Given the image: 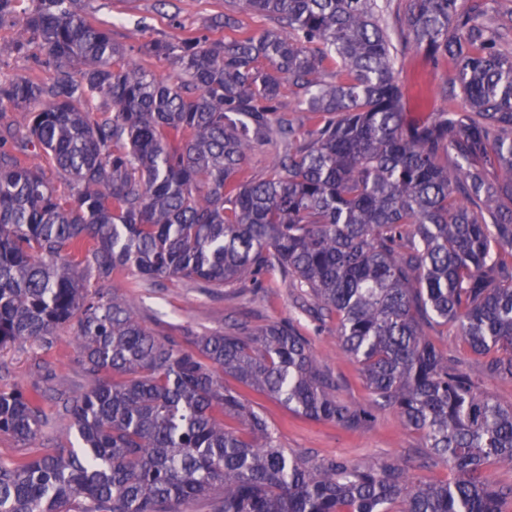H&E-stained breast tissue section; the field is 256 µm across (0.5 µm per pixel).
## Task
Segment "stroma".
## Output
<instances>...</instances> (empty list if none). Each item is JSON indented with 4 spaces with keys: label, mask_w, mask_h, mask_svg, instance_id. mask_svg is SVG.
<instances>
[{
    "label": "stroma",
    "mask_w": 512,
    "mask_h": 512,
    "mask_svg": "<svg viewBox=\"0 0 512 512\" xmlns=\"http://www.w3.org/2000/svg\"><path fill=\"white\" fill-rule=\"evenodd\" d=\"M82 4L88 19L110 30L133 61L162 76L175 75L178 66L173 59L148 54L145 46L151 40L185 34L214 39L224 34L214 25L215 18L224 12V0H82ZM30 7V0H14L11 14L0 19V73L48 82L53 71L41 63L38 39L23 28V17ZM20 40L26 41L27 49L19 54L12 46ZM396 67L401 80L418 83L429 91L435 108L445 107L442 90L453 74L454 62L434 65L422 55L411 53L398 60ZM135 305L149 329L174 336L187 330L197 334L218 332L234 317L247 319L256 327L289 318L300 321L322 365L339 376L342 398L370 410L372 418L362 431L349 433L331 423L295 416L278 402L258 397L260 410L288 450L327 459L377 462L415 457L423 446L422 436L405 428L393 410L374 408L360 367L341 352L335 329L318 327L306 317L296 290L290 286L276 283L257 295L226 287L210 296L200 293L189 281L163 279L156 286L141 289ZM78 358L74 332L67 327L58 329L47 348L15 344L0 355V389H25L42 383L36 365L45 362L64 387L80 394L89 382Z\"/></svg>",
    "instance_id": "1"
}]
</instances>
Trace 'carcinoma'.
Segmentation results:
<instances>
[{
  "mask_svg": "<svg viewBox=\"0 0 512 512\" xmlns=\"http://www.w3.org/2000/svg\"><path fill=\"white\" fill-rule=\"evenodd\" d=\"M51 84L0 74V352L44 348L71 324L93 386L54 389L77 445L41 441L46 390H0V434L41 443L0 458V512H504L512 406L481 391L512 379V13L465 0H224L233 37L149 43L162 77L126 57L81 0H31ZM261 15L274 29L251 30ZM421 53L457 69L460 104L396 75ZM294 98L288 112L284 93ZM99 98L107 109L82 102ZM278 153L244 176L257 145ZM39 147L62 174L27 163ZM497 178H489V172ZM298 284L304 311L336 326L373 403L422 433L418 463L352 464L290 452L244 388L310 420L363 430L292 319L176 338L133 294L162 278L204 293ZM452 325L478 372L430 330ZM451 465L452 481L417 471Z\"/></svg>",
  "mask_w": 512,
  "mask_h": 512,
  "instance_id": "obj_1",
  "label": "carcinoma"
}]
</instances>
